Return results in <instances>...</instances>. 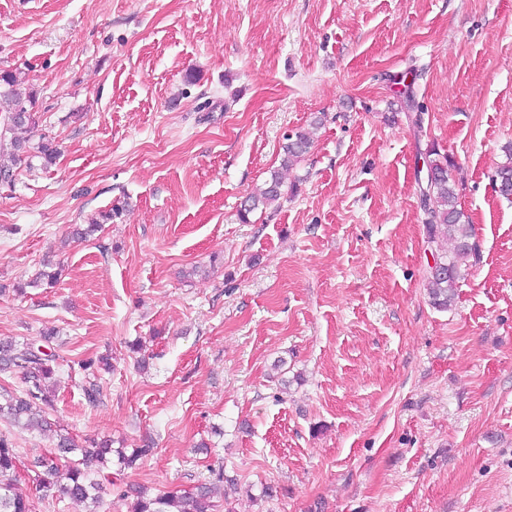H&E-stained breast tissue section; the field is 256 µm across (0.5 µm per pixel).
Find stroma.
Masks as SVG:
<instances>
[{
    "label": "stroma",
    "instance_id": "35a3bbf8",
    "mask_svg": "<svg viewBox=\"0 0 512 512\" xmlns=\"http://www.w3.org/2000/svg\"><path fill=\"white\" fill-rule=\"evenodd\" d=\"M0 70L59 150L0 184V339L51 336L55 432L152 448L105 469L100 512L201 484L215 512H512V201L491 182L512 0H0ZM431 146L482 253L446 311L424 288ZM277 171L279 203L241 221ZM46 261L58 283L29 287ZM100 356L92 406L77 364ZM15 442L34 512H83L26 469L53 434Z\"/></svg>",
    "mask_w": 512,
    "mask_h": 512
}]
</instances>
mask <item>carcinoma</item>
Segmentation results:
<instances>
[{"label": "carcinoma", "mask_w": 512, "mask_h": 512, "mask_svg": "<svg viewBox=\"0 0 512 512\" xmlns=\"http://www.w3.org/2000/svg\"><path fill=\"white\" fill-rule=\"evenodd\" d=\"M19 77L9 71L0 72V98L11 102L12 108L6 121L0 125V141L10 142L9 163L0 162V177L10 181L13 166L29 157H41L50 162L57 149L52 141L45 140L33 147L18 135L32 122ZM400 108L414 113L415 126L422 123V108L415 101L412 87L400 94ZM310 147L309 138L297 133L287 137L283 146L284 161H299ZM511 160L498 166L492 175V184L499 196L512 198V148ZM426 169L425 187L422 191L421 208L424 211V227L428 243L448 242V250L432 253L435 271L426 275V289L432 305L441 310L450 308L458 296L459 284L470 268L481 259L479 244L473 226L464 220V212L458 208V194L451 181L450 170L454 160L433 147L424 156ZM282 195V183L272 175L265 188L250 195L240 210L242 220L250 213L263 210L278 201ZM45 345L27 343L22 347L11 340H0V371L15 369L22 373L25 388L20 395L0 393V419L4 418L22 430L45 432L51 428L48 411L54 409V394L49 383L60 356L51 350V337H44ZM18 453L10 436L0 433V512H31L29 500L16 493ZM112 461V441L94 440L80 446L66 434L56 435L55 451L33 459L32 471L36 481L45 488L58 487L61 494L76 503L85 505V512H98L101 503L100 483L92 478V467ZM212 489L200 485L189 495H149L135 492L130 512H213Z\"/></svg>", "instance_id": "obj_1"}]
</instances>
